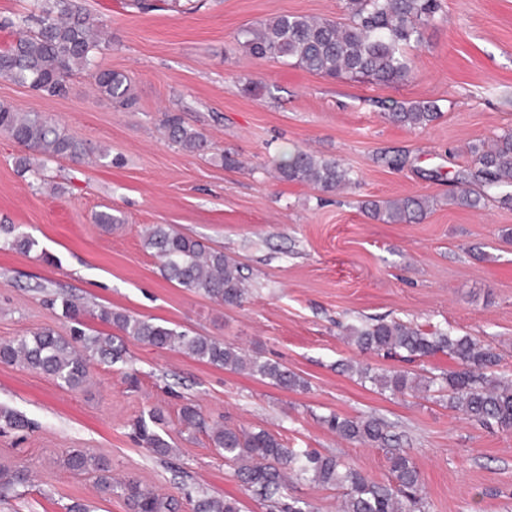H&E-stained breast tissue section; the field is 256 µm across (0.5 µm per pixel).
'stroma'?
I'll return each mask as SVG.
<instances>
[{"instance_id":"stroma-1","label":"stroma","mask_w":512,"mask_h":512,"mask_svg":"<svg viewBox=\"0 0 512 512\" xmlns=\"http://www.w3.org/2000/svg\"><path fill=\"white\" fill-rule=\"evenodd\" d=\"M103 22L102 67L126 74L134 104L115 109L78 73L65 96L49 97L0 80V101L57 120L89 150L87 162H47L46 183L20 174L19 147L0 136V224L35 240L27 255L0 249V341L70 324L54 299L109 307L239 346L279 363L307 383L291 391L246 372L116 336L122 357L92 363L72 391L44 375L0 363V407L28 427L0 424V466L24 464L32 489L0 501V512H127L90 473L66 469L74 448L106 458L182 499L204 490L239 501L241 512H269L245 492L205 433L174 436L163 461L138 444L132 422L154 407L176 422L198 405L207 422L264 428L291 448L332 453L375 481H386L385 449L340 440L323 417L384 419L416 463L423 512H512V432L464 419L447 390L394 394L346 371V363L438 377L445 355L410 361L363 353L344 328L400 319L469 335L500 355L512 380V209H470L448 200L471 145L512 126V0H442V13L411 52L400 84L325 79L271 58H254L238 33L280 14L345 17L344 0H82ZM431 100L441 116L423 129L385 115L393 102ZM181 113L206 137V153L172 144L165 113ZM108 159H98L100 149ZM333 158L358 174L354 190L325 193L279 179L277 161L295 149ZM237 167L220 163V155ZM423 196V220L382 224L367 200ZM121 224L104 229L95 212ZM166 224L236 259L249 278L242 305L226 306L167 280L144 245Z\"/></svg>"}]
</instances>
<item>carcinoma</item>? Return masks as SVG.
<instances>
[{
  "instance_id": "cac0c4a2",
  "label": "carcinoma",
  "mask_w": 512,
  "mask_h": 512,
  "mask_svg": "<svg viewBox=\"0 0 512 512\" xmlns=\"http://www.w3.org/2000/svg\"><path fill=\"white\" fill-rule=\"evenodd\" d=\"M33 9L19 21L4 20L0 30L14 39L0 49V79L28 87L43 95L66 94L67 82L76 72L93 78L100 98L117 106L132 103L131 85L118 71L103 68L96 61L101 49V22L86 11L81 0H32ZM347 18L342 21L282 14L240 31L244 51L255 58H277L325 78L367 77L381 85L408 79L413 71L409 50L419 46L425 29L441 12V0H345ZM440 116L433 101L395 103L388 119L401 127L425 128ZM163 128L171 143L189 153L208 149L204 134L187 124L180 115L168 113ZM0 135L27 154L16 160L23 172L42 178L44 162L55 159L79 163L86 146L67 134L53 119L39 112H24L0 103ZM471 167L453 178L454 203L478 209L494 198L512 205V129L495 135L488 148H471ZM279 179L308 183L323 192L353 189L359 179L351 169L334 159H325L303 149L285 155L276 165ZM477 181L484 191L468 188ZM429 207L424 197H405L364 202L367 214L385 224H409ZM0 243L19 253H27L35 240L13 224H0ZM145 245L163 261L166 276L188 291L202 292L228 305L240 306L248 289L243 267L224 251L209 248L196 238L181 234L164 224L152 226ZM63 314L77 327L71 336H61L44 328L31 336L0 341V363L44 374L70 390L82 387L90 376V363L118 358L114 336L81 328L86 308L68 296L61 297ZM91 316L126 336L149 346L175 350L200 361L231 371L248 372L271 380L289 390L302 389L304 380L288 368L262 361L232 344L205 336H190L166 325L140 319L103 307ZM346 337L362 352L407 357H434L439 353L455 361L460 369L443 377L451 407L466 418L483 425L512 431V383L497 374L499 357L470 336H452L441 330L426 332L411 322L377 320L345 328ZM380 388L393 394L429 392L435 379H420L409 371L386 370L372 377ZM183 432L208 434L211 444L224 455L245 490L272 503L277 512H310L298 498L281 501L288 479L313 482L341 491V512H419L421 475L412 459L397 450L388 457L389 477L376 482L359 468L343 463L334 454L308 448H288L265 429L246 430L228 425L207 424L193 404L178 413ZM163 411L133 422L137 439L153 453L166 459L175 448L165 438ZM327 429L339 437L360 444L386 447L393 441L388 425L380 418L362 415L323 418ZM65 466L76 472L97 473L98 491L121 499L128 512H179L180 502L142 487L139 480L112 476L107 463L87 449H75ZM29 482L26 466L0 467V499L17 495ZM194 512H240L237 501L203 495Z\"/></svg>"
}]
</instances>
